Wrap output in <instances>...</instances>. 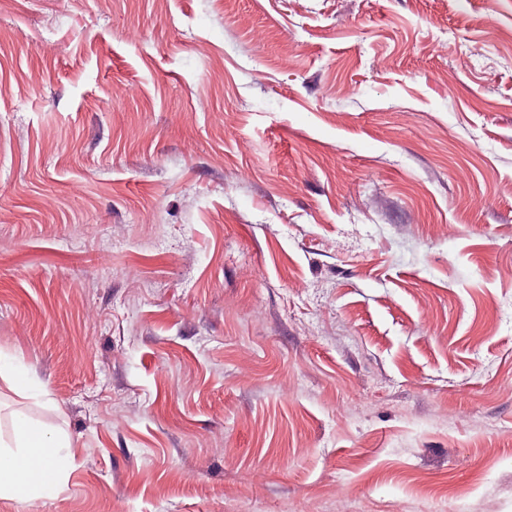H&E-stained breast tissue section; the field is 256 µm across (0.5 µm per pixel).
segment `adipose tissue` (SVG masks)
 Masks as SVG:
<instances>
[{
    "mask_svg": "<svg viewBox=\"0 0 512 512\" xmlns=\"http://www.w3.org/2000/svg\"><path fill=\"white\" fill-rule=\"evenodd\" d=\"M14 425L12 442L0 441V498L54 497L68 471L65 434H48L20 415Z\"/></svg>",
    "mask_w": 512,
    "mask_h": 512,
    "instance_id": "1",
    "label": "adipose tissue"
}]
</instances>
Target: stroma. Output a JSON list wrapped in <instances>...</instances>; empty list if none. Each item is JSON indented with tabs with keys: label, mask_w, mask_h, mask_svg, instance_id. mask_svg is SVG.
<instances>
[{
	"label": "stroma",
	"mask_w": 512,
	"mask_h": 512,
	"mask_svg": "<svg viewBox=\"0 0 512 512\" xmlns=\"http://www.w3.org/2000/svg\"><path fill=\"white\" fill-rule=\"evenodd\" d=\"M0 512H512V0H0ZM0 381L9 389L21 391L28 396L36 395V388L25 374L9 362L7 354L0 353ZM14 425L12 442L0 439V498L54 497L67 476L69 460L63 451L68 448L67 437L62 432L50 435L21 415Z\"/></svg>",
	"instance_id": "1"
}]
</instances>
